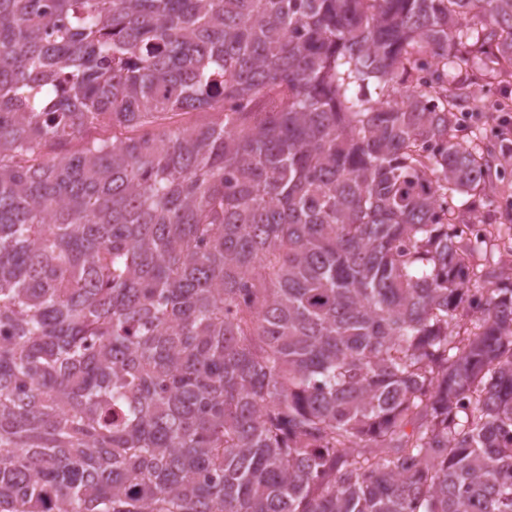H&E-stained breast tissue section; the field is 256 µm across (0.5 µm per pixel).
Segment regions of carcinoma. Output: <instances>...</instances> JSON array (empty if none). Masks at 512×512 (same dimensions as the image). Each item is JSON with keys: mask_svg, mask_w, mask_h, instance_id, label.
<instances>
[{"mask_svg": "<svg viewBox=\"0 0 512 512\" xmlns=\"http://www.w3.org/2000/svg\"><path fill=\"white\" fill-rule=\"evenodd\" d=\"M501 73L512 0H0V512H512ZM481 77L475 87L483 90V96L469 100L462 116L463 124L469 130L482 129L487 140L495 141L498 135L512 140V77ZM491 117H494L493 121ZM487 118L489 122L487 123ZM486 140V141H487ZM490 196L484 198L479 206L469 213L466 218L474 220L477 224H510L512 215V176L504 181L495 180ZM505 226V227H506Z\"/></svg>", "mask_w": 512, "mask_h": 512, "instance_id": "1", "label": "carcinoma"}]
</instances>
